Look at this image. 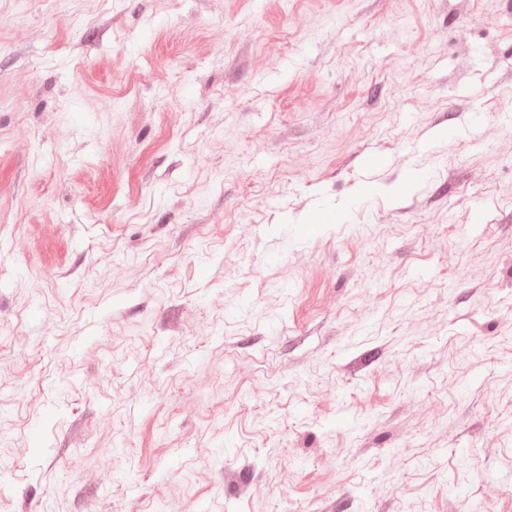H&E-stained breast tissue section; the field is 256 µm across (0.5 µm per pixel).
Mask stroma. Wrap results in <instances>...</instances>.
I'll return each instance as SVG.
<instances>
[{"label":"stroma","instance_id":"35a3bbf8","mask_svg":"<svg viewBox=\"0 0 512 512\" xmlns=\"http://www.w3.org/2000/svg\"><path fill=\"white\" fill-rule=\"evenodd\" d=\"M0 512H512V0H0Z\"/></svg>","mask_w":512,"mask_h":512}]
</instances>
